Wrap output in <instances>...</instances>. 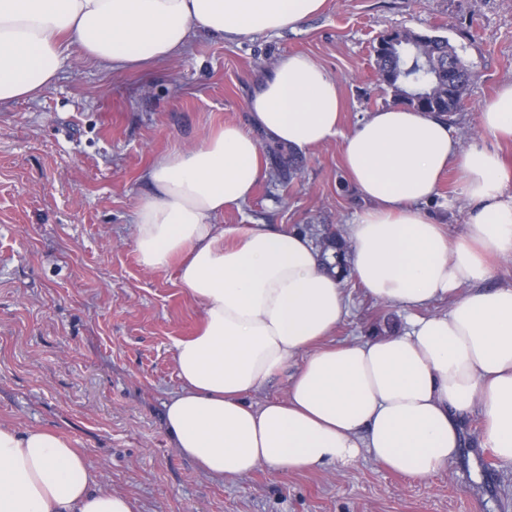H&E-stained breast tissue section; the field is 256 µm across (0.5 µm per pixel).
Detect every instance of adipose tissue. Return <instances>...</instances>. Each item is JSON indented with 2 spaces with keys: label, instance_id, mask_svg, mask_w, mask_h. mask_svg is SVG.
I'll list each match as a JSON object with an SVG mask.
<instances>
[{
  "label": "adipose tissue",
  "instance_id": "ef3b65f1",
  "mask_svg": "<svg viewBox=\"0 0 512 512\" xmlns=\"http://www.w3.org/2000/svg\"><path fill=\"white\" fill-rule=\"evenodd\" d=\"M324 0H0V103L51 89L79 53L121 71L185 52L194 35L222 40L302 26ZM255 127L307 150L341 139L344 167L366 202L346 227L351 276L409 312L408 331L326 344L347 313L342 280L312 239L262 224L224 227L268 177L258 140L227 124L158 157L135 205L143 267L176 268L198 302L196 335L175 340L180 390L165 404L178 452L207 474L258 468L302 473L369 456L417 480L447 470L460 421L479 412L482 447L512 461V285L489 286L512 258V81L480 112L486 144L461 148L445 117L390 106L340 127L341 98L306 54L277 59L249 96ZM462 173L463 234L449 238L425 204L449 166ZM447 299L446 313L420 309ZM283 397H250L289 363ZM104 486L84 449L46 427L0 423V512H135Z\"/></svg>",
  "mask_w": 512,
  "mask_h": 512
}]
</instances>
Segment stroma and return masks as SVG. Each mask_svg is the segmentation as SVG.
Returning a JSON list of instances; mask_svg holds the SVG:
<instances>
[{"mask_svg": "<svg viewBox=\"0 0 512 512\" xmlns=\"http://www.w3.org/2000/svg\"><path fill=\"white\" fill-rule=\"evenodd\" d=\"M404 28L448 37L475 73L449 118L462 146L483 143L479 113L512 81V0H326L303 26L242 42L196 35L182 56L115 72L67 57L55 86L0 104V422L49 427L84 449L107 486L138 512H512V462L482 447L483 421H463L464 446L425 481L371 458L304 473L262 469L226 480L174 448L164 404L181 387L175 339L193 335L200 305L175 269L143 268L133 245L143 174L160 155L224 124L249 127L255 80L284 54L314 57L336 81L343 131L394 103L373 48ZM225 227L267 224L314 241L344 230L365 203L343 167L342 142L298 152ZM449 237L465 229L460 174L427 205ZM348 313L332 339L352 343L407 314L345 281Z\"/></svg>", "mask_w": 512, "mask_h": 512, "instance_id": "obj_1", "label": "stroma"}]
</instances>
